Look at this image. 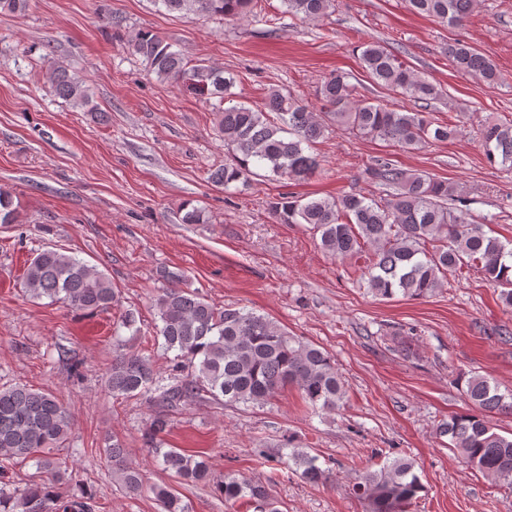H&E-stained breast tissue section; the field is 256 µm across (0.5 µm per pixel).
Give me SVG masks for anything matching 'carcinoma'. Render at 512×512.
<instances>
[{"label": "carcinoma", "mask_w": 512, "mask_h": 512, "mask_svg": "<svg viewBox=\"0 0 512 512\" xmlns=\"http://www.w3.org/2000/svg\"><path fill=\"white\" fill-rule=\"evenodd\" d=\"M334 2L282 0L286 13L302 19L327 15ZM405 2L411 11L446 25L461 24L474 6V0ZM153 3L186 17L234 20L252 11L253 0ZM127 45L158 80L219 98L218 132L230 160L214 170L210 179L226 189L248 183L258 169L280 180L311 178L320 169L312 144L331 125L409 150L461 133L460 126L438 125L423 112H402L360 98L357 86L342 73L324 78L317 89V96L329 108L327 123L279 90L269 93L266 111L254 110L235 99L233 75L203 60L189 63L157 32L141 28L129 36ZM359 50L361 67L379 87L424 108L440 98L441 90L404 66L384 45L369 42ZM447 53L457 72L489 85L500 80L489 57L469 43L457 40L448 45ZM50 92L75 107L97 111L83 79L61 65L51 72ZM105 118L99 112V120ZM480 140L489 162L512 168L511 120L486 121ZM367 174L385 196L375 199L345 193L332 199L304 200L286 194L271 203L270 211L280 224L309 225L319 236V247L332 256L352 258L371 248V256L354 272L378 297H423L443 287L448 278L478 267L498 290L503 306L512 308V241L504 242L489 235L484 225L472 223L456 188L387 158L375 160ZM184 210L182 223H208L203 209L188 203ZM16 221L12 193L0 187V224ZM160 278L162 286L155 297L156 337L174 352V382L165 384L159 379L149 356L121 349L112 358L105 384L115 397H144L157 407L149 419L145 445L150 457L178 482L207 484L212 479L204 456L164 447L161 434L173 424L172 410L186 401L207 398L226 407L263 405L291 385L314 410L340 408L344 385L335 361L324 349L290 335L263 314L218 307L198 292L181 287L184 276L180 272L165 269ZM22 288L33 299L62 302L87 315L108 312L119 302L117 289L103 271L53 248L37 252L30 260ZM466 395L473 412L451 416L440 433L448 436V447L465 463L495 480L512 483V435L495 432L487 420L492 412L512 414V391L500 390L488 377L473 375L466 380ZM71 433V414L57 395L24 385H0V512H87L86 496L61 502L57 492L65 470L54 450L65 447ZM103 454L121 487L133 493L143 489L144 477L128 462L118 436H112V445ZM287 456L305 482L326 481L327 473L317 456L304 448H291ZM19 461L32 464L37 473L22 488L8 479L11 466ZM216 489L226 506L246 500L255 504L257 512H278L265 486L250 478L228 472L216 482ZM422 489L413 463L399 457L378 470L365 465L353 486L368 501L370 512H408ZM150 490L162 512H188L172 487L153 485Z\"/></svg>", "instance_id": "cac0c4a2"}]
</instances>
